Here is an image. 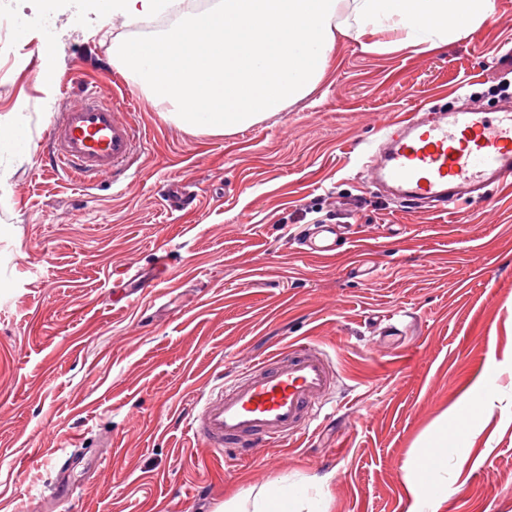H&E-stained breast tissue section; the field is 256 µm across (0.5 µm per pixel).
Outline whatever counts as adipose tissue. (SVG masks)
Returning <instances> with one entry per match:
<instances>
[{
  "mask_svg": "<svg viewBox=\"0 0 512 512\" xmlns=\"http://www.w3.org/2000/svg\"><path fill=\"white\" fill-rule=\"evenodd\" d=\"M183 0H96L100 12L148 23L174 14L170 31L113 43L112 59L177 125L226 135L305 99L323 82L339 38L362 51L439 49L478 29L494 0H217L200 11ZM468 400L455 424L440 422L407 465L408 512H438L437 476L448 446L479 419ZM306 495L277 482L225 500L223 512H302Z\"/></svg>",
  "mask_w": 512,
  "mask_h": 512,
  "instance_id": "ef3b65f1",
  "label": "adipose tissue"
}]
</instances>
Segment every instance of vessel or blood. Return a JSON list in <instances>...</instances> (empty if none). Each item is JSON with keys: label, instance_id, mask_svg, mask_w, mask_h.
<instances>
[{"label": "vessel or blood", "instance_id": "vessel-or-blood-1", "mask_svg": "<svg viewBox=\"0 0 512 512\" xmlns=\"http://www.w3.org/2000/svg\"><path fill=\"white\" fill-rule=\"evenodd\" d=\"M130 100L84 89L48 132V162L77 182L123 170L144 138L126 115ZM384 148L374 183L424 210L475 198L486 183L512 178V109L462 110L385 122ZM335 225L315 224L302 238L308 253L336 249ZM335 380L319 348L299 345L276 359L250 365L231 384L212 389L191 418L195 439L213 451L225 444L245 453L268 442L304 435L319 419Z\"/></svg>", "mask_w": 512, "mask_h": 512}]
</instances>
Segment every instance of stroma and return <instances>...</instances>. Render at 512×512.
Listing matches in <instances>:
<instances>
[{
    "instance_id": "obj_1",
    "label": "stroma",
    "mask_w": 512,
    "mask_h": 512,
    "mask_svg": "<svg viewBox=\"0 0 512 512\" xmlns=\"http://www.w3.org/2000/svg\"><path fill=\"white\" fill-rule=\"evenodd\" d=\"M437 52L371 54L342 38L318 90L246 129L193 134L119 69L138 27L92 0L53 13L52 93L39 39L0 9V115L22 112L31 151L0 155V512H215L272 481L320 478L327 512H407L406 464L462 395L493 409L466 434L464 470L442 472L439 512H512V180L475 202L411 209L366 169L384 120L512 87V0ZM135 98L147 148L118 180L80 185L43 162L48 130L80 86ZM192 204L175 209L172 182ZM345 224L329 257L307 225ZM169 257L158 288H124L123 265ZM415 325L385 336L395 312ZM333 360L336 411L305 435L236 457L189 419L220 380L288 347ZM495 366V385L484 381Z\"/></svg>"
}]
</instances>
